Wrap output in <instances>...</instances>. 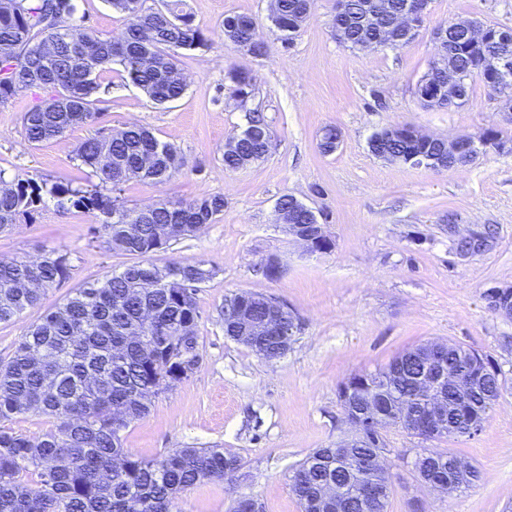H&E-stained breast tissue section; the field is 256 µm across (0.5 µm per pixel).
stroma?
I'll use <instances>...</instances> for the list:
<instances>
[{
  "instance_id": "1",
  "label": "stroma",
  "mask_w": 512,
  "mask_h": 512,
  "mask_svg": "<svg viewBox=\"0 0 512 512\" xmlns=\"http://www.w3.org/2000/svg\"><path fill=\"white\" fill-rule=\"evenodd\" d=\"M185 2L210 47L179 56L188 80L181 100L152 103L114 68L98 80V118L38 146L27 142L23 117L51 91L34 88L0 104L5 179L96 184L91 169L74 161L76 147L138 124L175 145L186 165L163 183L126 182L121 198L127 207L224 198L217 221L150 256L160 267L201 260L217 276L197 294V369L153 400L148 414L126 430L125 448L143 458L186 447L237 457L233 479L196 483L181 495V512H230L242 496L255 499L261 512H300L288 485L292 471L313 449L352 434L338 400L340 383L419 344L457 343L491 360L501 395L479 433L445 438L436 447L477 466L480 478L451 494L424 488L411 469L422 440L388 430L394 485L388 512H504L512 505V319L492 311L487 294L512 287V152L492 150L466 167L438 171L383 160L369 142L395 124L439 137L492 129L512 139V116L481 82L449 108H424L415 94L435 56L437 28L473 17L512 29V0H430L410 43L372 51L339 43L332 25L336 0H313L289 46L268 19V0ZM73 3L76 17L103 36L124 31V15L107 0ZM228 13L257 20L266 55L225 43L221 24ZM233 69L254 79L243 106L226 78ZM250 111L265 118L269 153L257 164L225 170L224 143L246 126ZM327 126L341 133L331 153L320 148ZM284 195L317 212L333 242L330 252L309 254L291 240L275 212ZM464 239L472 243L465 253L457 248ZM53 249L68 253L71 274L19 318L0 323L2 361L67 294L137 261L113 251L94 214L62 212L50 200L0 231V259H33ZM271 265L278 274L267 275ZM242 291L274 298L297 317L296 340L281 358L265 360L225 336L224 299Z\"/></svg>"
}]
</instances>
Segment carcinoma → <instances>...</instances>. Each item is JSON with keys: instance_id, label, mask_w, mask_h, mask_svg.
<instances>
[{"instance_id": "obj_1", "label": "carcinoma", "mask_w": 512, "mask_h": 512, "mask_svg": "<svg viewBox=\"0 0 512 512\" xmlns=\"http://www.w3.org/2000/svg\"><path fill=\"white\" fill-rule=\"evenodd\" d=\"M383 1L391 13L405 0H345V37L342 43L380 41L390 17L369 21ZM126 16L117 39L84 28L74 20L72 0H0V103L33 88L47 89L52 97L26 112L25 137L38 145L62 137L69 129L96 119L98 77L114 63L123 76L153 102L164 104L185 95L187 85L177 57L183 51L206 50L210 39L185 11L183 0H108ZM308 0H269L268 18L284 33L288 44L308 15ZM257 24L254 18L226 14L222 32L231 42L247 41ZM447 31V66L464 74L465 94L472 82H486L481 61L496 47L487 44L468 53L465 40L453 24ZM227 79L239 104L252 96V78L231 70ZM264 120L253 113L246 127L224 143V168L237 170L260 161L265 144ZM439 151L436 143L372 137L370 150L377 157L411 150ZM74 160L89 167L100 180L90 187L56 182L47 187L35 179L7 180L0 175V229L32 215L48 194L59 209L93 212L110 234L112 250L137 254L144 260L87 283L66 296L59 306L27 329L7 362L0 364V417L29 413L57 421L55 429L37 438L0 430V512H178L182 492L205 478H224L239 465L219 448H177L144 459L123 448V433L145 416L153 398L184 381L181 355L174 348L190 341L185 350L199 351L196 295L217 271L204 262L173 263L167 277L157 278V265L146 259L177 236H190L212 224L224 211V197L204 196L189 202L160 200L142 208H128L118 193L128 180L161 183L184 166L177 147L158 140L141 125H130L108 138L91 137L79 144ZM111 186L114 195L102 192ZM278 203L294 224L313 223L312 214L295 207L290 195ZM71 260L50 252L38 261L0 260V323L9 322L40 301L41 291L70 277ZM266 297L253 292L231 296L224 316V333L231 339L247 334L249 322L267 315ZM249 347L267 360L284 351L257 336ZM448 366L479 375L464 409L455 392L445 393L449 431L430 437L471 436L482 430L490 409L501 395L498 370L478 351L448 343ZM428 345L415 347L419 357L403 364L394 359L384 368L368 371L378 380L370 388L356 387L343 402L359 409L371 398L384 412L403 402H415L417 376L424 369ZM456 456L435 449L416 452L412 471L419 480L449 474ZM354 475L342 466L339 448H317L289 477L301 512H387L393 484L381 501L364 508L356 495ZM346 488L339 500H324L322 486Z\"/></svg>"}]
</instances>
